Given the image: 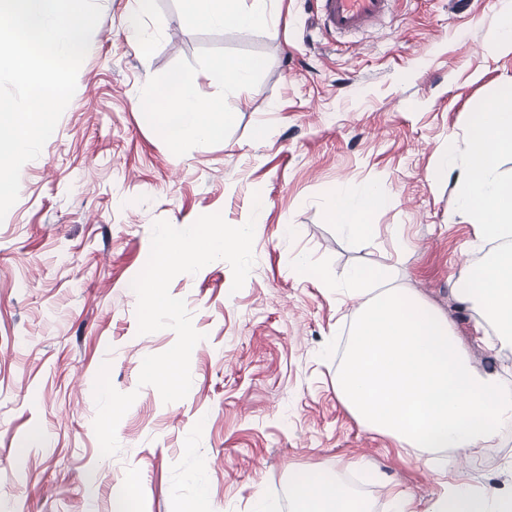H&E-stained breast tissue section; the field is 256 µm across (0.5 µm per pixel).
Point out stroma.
<instances>
[{
    "mask_svg": "<svg viewBox=\"0 0 512 512\" xmlns=\"http://www.w3.org/2000/svg\"><path fill=\"white\" fill-rule=\"evenodd\" d=\"M97 2L75 94L0 221V512H112L132 477L129 512L196 500L203 512H253L259 493L270 512H294L290 472L309 465L345 487L351 512H394L397 490L425 512L437 473L366 430L337 392L364 302L339 291L355 269L387 276L447 315L477 368L512 382V347L477 341L480 309L455 290L494 246L475 211L451 205L475 113L512 89V52L492 40L512 0H398L381 25L346 35L324 28L313 0H267V23L250 29L193 24L183 0H155L141 17L135 0ZM225 55L259 62L244 89L213 70ZM176 76L223 100L221 138L160 137L159 97ZM367 186L389 202L369 218L374 237L351 239L331 201ZM256 196L243 287L223 260L170 283L203 338L189 393L163 402L138 378L176 335L139 334L131 287L152 226L216 212L239 226ZM104 364L116 390L137 394L110 457L93 427ZM501 442L464 463L449 456L448 472L511 490L512 432Z\"/></svg>",
    "mask_w": 512,
    "mask_h": 512,
    "instance_id": "obj_1",
    "label": "stroma"
}]
</instances>
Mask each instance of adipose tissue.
Wrapping results in <instances>:
<instances>
[{
	"label": "adipose tissue",
	"mask_w": 512,
	"mask_h": 512,
	"mask_svg": "<svg viewBox=\"0 0 512 512\" xmlns=\"http://www.w3.org/2000/svg\"><path fill=\"white\" fill-rule=\"evenodd\" d=\"M188 19L201 25L231 21L243 28L266 21V0L244 9L240 0H184ZM159 127L171 145L220 137L227 116L223 102L211 99L197 81L172 82ZM467 170L457 182L456 208L478 209L483 237H512V178H502L498 163L512 154V93L486 101L470 130ZM386 196L364 189L357 199L334 197L337 226L353 239H366L375 227L371 213L384 208ZM458 293L477 298L485 324L499 343L512 344V247L499 249L475 272H462ZM349 295L369 294L352 326L351 339L336 386L342 402L370 431L413 449L433 461L453 452L465 457L499 445L500 431L512 424V384L476 368L447 316L417 296L400 292L386 277H350ZM294 500L301 512H348V494L331 475L315 466L291 474ZM427 512H512V494L473 490L457 474Z\"/></svg>",
	"instance_id": "1"
}]
</instances>
